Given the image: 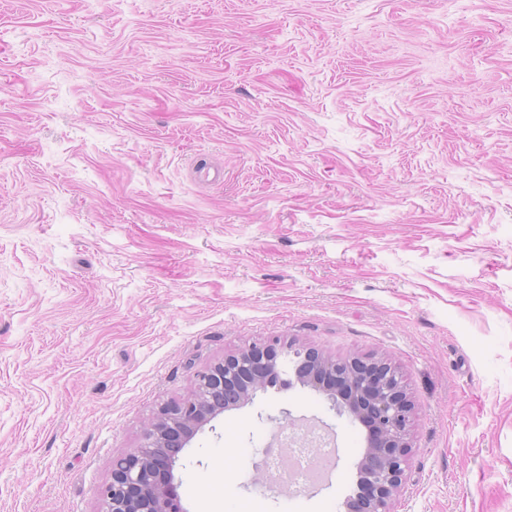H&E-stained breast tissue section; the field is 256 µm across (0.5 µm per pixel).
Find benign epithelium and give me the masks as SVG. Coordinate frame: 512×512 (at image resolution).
<instances>
[{
    "label": "benign epithelium",
    "instance_id": "obj_1",
    "mask_svg": "<svg viewBox=\"0 0 512 512\" xmlns=\"http://www.w3.org/2000/svg\"><path fill=\"white\" fill-rule=\"evenodd\" d=\"M327 396L336 414L367 430L357 463L355 497L346 512H392L409 468L406 441L412 404L399 372L382 361L329 359L317 349L277 337L255 343L195 373L192 397L163 405L143 428L142 444L117 457L102 491L105 512H186L174 468L187 442L217 414L293 382Z\"/></svg>",
    "mask_w": 512,
    "mask_h": 512
}]
</instances>
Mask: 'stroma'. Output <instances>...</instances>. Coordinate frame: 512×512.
I'll use <instances>...</instances> for the list:
<instances>
[{"label": "stroma", "mask_w": 512, "mask_h": 512, "mask_svg": "<svg viewBox=\"0 0 512 512\" xmlns=\"http://www.w3.org/2000/svg\"><path fill=\"white\" fill-rule=\"evenodd\" d=\"M272 336L398 368L394 512H512V0H0V512H102L159 407ZM289 424L336 450L295 493ZM365 446L271 389L177 492L344 512Z\"/></svg>", "instance_id": "obj_1"}]
</instances>
